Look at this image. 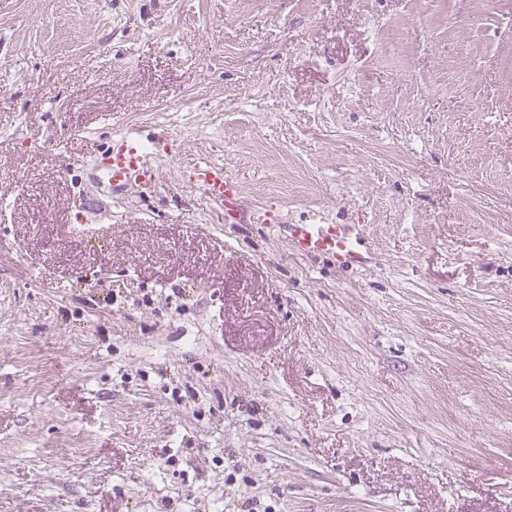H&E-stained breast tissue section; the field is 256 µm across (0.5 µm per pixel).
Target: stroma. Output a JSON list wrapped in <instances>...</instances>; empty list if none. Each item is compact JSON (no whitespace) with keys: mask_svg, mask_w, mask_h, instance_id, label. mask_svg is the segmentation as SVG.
Here are the masks:
<instances>
[{"mask_svg":"<svg viewBox=\"0 0 512 512\" xmlns=\"http://www.w3.org/2000/svg\"><path fill=\"white\" fill-rule=\"evenodd\" d=\"M0 512H512V0H0ZM76 147L71 154L83 168L95 173L102 184L108 188V194L124 191L132 186H147L156 176V167L151 163L153 152L149 151L138 133L129 128L112 136L108 144L100 148L88 149V138L79 133L68 137ZM68 141V144H69ZM185 182L199 191L206 201L215 204L225 214L235 219L241 212L240 192L237 182L224 172V165L204 162L184 171ZM288 242L303 254H324L341 265L364 261L358 237L346 224H289Z\"/></svg>","mask_w":512,"mask_h":512,"instance_id":"35a3bbf8","label":"stroma"}]
</instances>
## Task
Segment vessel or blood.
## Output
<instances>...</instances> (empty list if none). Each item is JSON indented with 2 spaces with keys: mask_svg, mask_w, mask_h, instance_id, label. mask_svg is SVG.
<instances>
[{
  "mask_svg": "<svg viewBox=\"0 0 512 512\" xmlns=\"http://www.w3.org/2000/svg\"><path fill=\"white\" fill-rule=\"evenodd\" d=\"M69 139L73 145L71 153L81 167L91 169L110 193L149 185L156 176L152 153L134 129L114 134L101 149L89 148L87 137L79 133L70 134ZM183 178L206 201L225 210L226 214H240L239 186L223 165L196 164L186 169ZM288 242L301 253L324 254L342 265L364 261L357 235L344 224H292L288 227Z\"/></svg>",
  "mask_w": 512,
  "mask_h": 512,
  "instance_id": "vessel-or-blood-1",
  "label": "vessel or blood"
}]
</instances>
